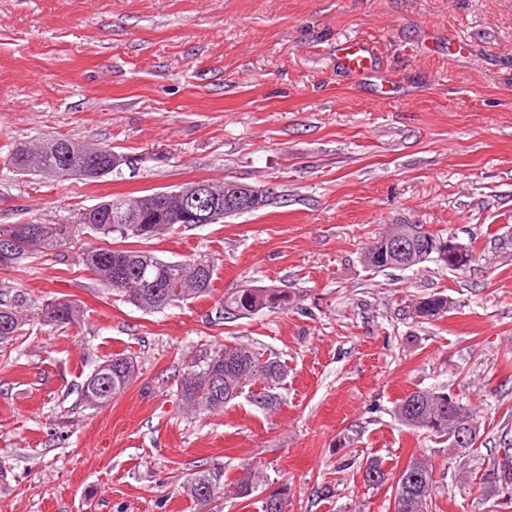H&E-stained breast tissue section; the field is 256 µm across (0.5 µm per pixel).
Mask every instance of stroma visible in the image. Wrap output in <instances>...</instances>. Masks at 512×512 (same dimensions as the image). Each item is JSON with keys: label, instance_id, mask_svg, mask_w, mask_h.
<instances>
[{"label": "stroma", "instance_id": "1", "mask_svg": "<svg viewBox=\"0 0 512 512\" xmlns=\"http://www.w3.org/2000/svg\"><path fill=\"white\" fill-rule=\"evenodd\" d=\"M368 42L377 78L342 69ZM64 135L127 156L89 182L19 175L8 146ZM274 191L268 207L147 243L214 259L211 296L146 313L102 290L79 257L0 268V288L87 307L81 328L35 325L0 348V512H199L179 495L197 466L241 464L291 488L288 512H392L364 481L430 458L429 512H508L463 471L512 431V0H0V224H69L101 197L209 180ZM392 224H422L476 257L374 272ZM245 284L280 286L285 312L211 322ZM447 297L417 317L414 304ZM241 342L288 369L278 411L240 396L209 416L177 397L184 365ZM139 374L106 407L78 400L90 356ZM447 387L481 415L458 457L403 426L396 401Z\"/></svg>", "mask_w": 512, "mask_h": 512}]
</instances>
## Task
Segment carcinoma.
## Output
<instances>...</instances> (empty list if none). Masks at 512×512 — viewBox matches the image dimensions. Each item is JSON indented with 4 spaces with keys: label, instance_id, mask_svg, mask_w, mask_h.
<instances>
[{
    "label": "carcinoma",
    "instance_id": "carcinoma-1",
    "mask_svg": "<svg viewBox=\"0 0 512 512\" xmlns=\"http://www.w3.org/2000/svg\"><path fill=\"white\" fill-rule=\"evenodd\" d=\"M10 168L21 174L56 178L98 180L95 170L112 174L127 163L128 158L110 148L87 147L66 136L45 137L36 143H19L8 149ZM260 192L258 201L250 200L247 208L216 212L210 223L228 217L252 213L268 205L269 191ZM176 195L157 191L137 196L112 197L90 210L80 212L75 224H1L0 238L18 240L13 255L0 267L14 268L36 252L47 253L70 243L84 230L98 238L112 239L110 246H92L81 253V263L106 291L122 297L145 312H158L191 298L206 296L211 291L215 262L205 257L183 261H165L138 245L196 225L191 218L177 216ZM373 271L388 268H411V259L404 253L381 255L370 252L364 258ZM291 294L286 288L244 287L224 295L217 303L214 321L234 322L264 309L288 308ZM448 299L435 297L421 301L417 310L423 317L447 311ZM86 310L77 302L56 297L37 303L29 293L11 288L0 289V345L7 346L24 334V327L37 322L51 328H79ZM135 363L129 357L115 354L95 365L80 388L81 401L93 408H102L126 389L135 379ZM287 376L280 359L256 351L243 343L224 344L201 349L184 367L177 396L191 414H210L248 393L252 405L270 413L280 408L279 392ZM457 409L448 411V391L415 390L400 398L395 415L404 425L423 430L442 443H453L452 430L459 422H469L474 431L468 445L451 448L455 453H469L478 447L480 415L476 408L456 398ZM502 455L489 460L484 470L472 472L466 481L480 495L495 497L502 504L512 502V437H501ZM364 482L379 485L388 480L377 458L366 460ZM434 470L429 461L411 458L395 473L393 481V512H427L435 487ZM183 495L206 512H222L224 496L232 495L244 502L256 501L258 512H271L270 500H288L285 483L274 486L266 471L254 464H245L237 476L224 479L221 467L196 471L181 486Z\"/></svg>",
    "mask_w": 512,
    "mask_h": 512
}]
</instances>
